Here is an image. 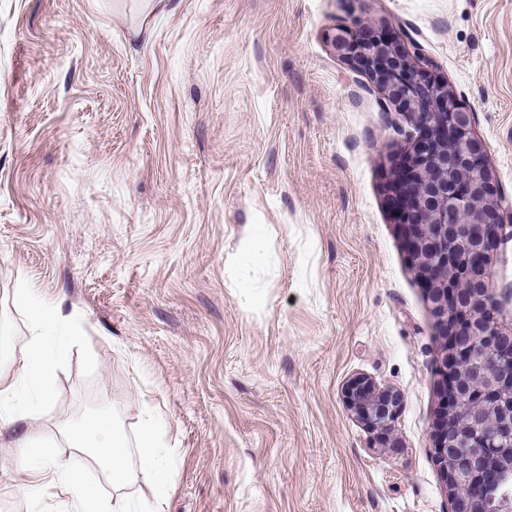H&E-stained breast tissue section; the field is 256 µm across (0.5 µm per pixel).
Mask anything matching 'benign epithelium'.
Listing matches in <instances>:
<instances>
[{
	"label": "benign epithelium",
	"mask_w": 512,
	"mask_h": 512,
	"mask_svg": "<svg viewBox=\"0 0 512 512\" xmlns=\"http://www.w3.org/2000/svg\"><path fill=\"white\" fill-rule=\"evenodd\" d=\"M349 27L333 37V48L357 62L373 64L370 71L385 99L404 105L403 115L410 125L407 143L417 144L416 131L427 120L440 133L433 149L402 167L391 185L388 199L403 202L412 220L404 226V236L417 275L435 281L429 298L438 326L450 319L466 318L470 354L459 355V348L446 354L438 369L451 374L458 390L451 429L432 434L435 459L449 478L453 491L452 509L461 508L462 488L477 483V464L496 453L506 466H512V370L493 375L476 367L474 355L482 362L496 359L499 329L491 321L488 301L495 298L486 272L469 265L467 257L484 249L486 240L498 238L504 228L501 204L490 191L486 169L463 173L471 155L486 150L474 131L473 114L452 111L446 106L448 93L432 92L423 81L424 67L418 45L398 56L383 43H349ZM344 398L353 415L375 433L388 431L400 404L398 394L379 391L363 377H354L344 388ZM466 438L471 451L464 457L455 452V442Z\"/></svg>",
	"instance_id": "obj_1"
}]
</instances>
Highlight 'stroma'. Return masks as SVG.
I'll use <instances>...</instances> for the list:
<instances>
[{
  "label": "stroma",
  "mask_w": 512,
  "mask_h": 512,
  "mask_svg": "<svg viewBox=\"0 0 512 512\" xmlns=\"http://www.w3.org/2000/svg\"><path fill=\"white\" fill-rule=\"evenodd\" d=\"M341 24L418 45L512 206V0H0V372L39 289L87 339L35 426L62 452L111 412L134 465L153 409L168 512H451L447 338L386 203L403 141ZM486 276L510 333L512 236ZM353 377L401 398L384 444ZM67 509L0 473V512Z\"/></svg>",
  "instance_id": "1"
}]
</instances>
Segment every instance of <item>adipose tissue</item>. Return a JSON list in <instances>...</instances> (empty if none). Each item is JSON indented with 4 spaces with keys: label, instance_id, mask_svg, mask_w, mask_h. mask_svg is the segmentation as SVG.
Segmentation results:
<instances>
[{
    "label": "adipose tissue",
    "instance_id": "1",
    "mask_svg": "<svg viewBox=\"0 0 512 512\" xmlns=\"http://www.w3.org/2000/svg\"><path fill=\"white\" fill-rule=\"evenodd\" d=\"M20 303L30 311L32 331L14 356L15 373L0 374V436L11 433L13 447L24 452L23 463L0 462V470L11 471L21 479L23 489L32 497L59 487L70 497L72 512H160L163 494L131 504L111 501L91 492L86 472L97 466L112 485L121 484L129 473L124 443L111 413L102 412L75 424L66 434V444L74 448L69 457L49 455L40 445L41 435L32 427L36 408L24 399L29 384L40 386L41 396L50 393L51 375L58 363V351L48 345L47 332L60 319L53 306L44 304L36 289L24 288ZM160 422L147 417L141 424L138 448L139 467L144 479L163 487L169 477L165 456L158 449Z\"/></svg>",
    "mask_w": 512,
    "mask_h": 512
}]
</instances>
